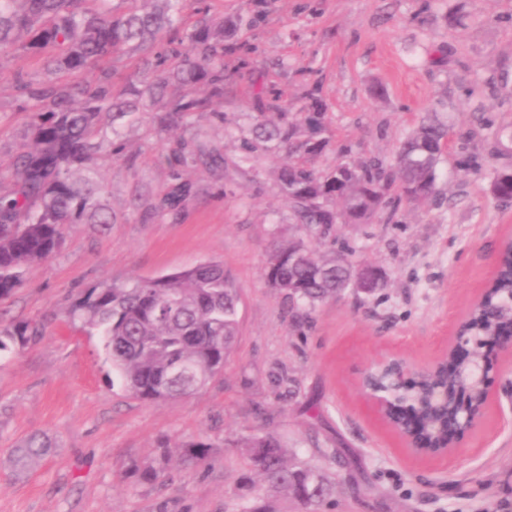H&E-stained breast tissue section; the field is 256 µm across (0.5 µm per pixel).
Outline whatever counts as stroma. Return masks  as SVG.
Segmentation results:
<instances>
[{"instance_id": "obj_1", "label": "stroma", "mask_w": 512, "mask_h": 512, "mask_svg": "<svg viewBox=\"0 0 512 512\" xmlns=\"http://www.w3.org/2000/svg\"><path fill=\"white\" fill-rule=\"evenodd\" d=\"M241 17L247 64L228 89L223 118L203 122V140L224 154L222 176L189 165L197 194L180 214L157 218L133 199L171 182L167 147L149 112L125 127L127 164L98 162L104 202L116 223L72 224L62 249L30 267L0 301V324H40L45 334L0 356V512H238L248 474L243 438L274 433L290 456L339 483L321 512H512V372L492 353L490 393L479 430L445 457L415 455L369 408L360 378L397 354L424 363L446 349L456 323L489 283L512 205L491 193L512 168V0H213ZM41 72L24 53L0 66V159L25 141L14 73ZM318 87L328 107L327 169L344 158L392 160L428 112L453 124L438 166L436 200L401 205L396 221L336 224L313 246L348 247L380 269L381 288L354 290L293 318L267 281L271 251L301 235L278 193L276 155L246 156L237 125L258 89L305 105ZM478 153L479 169L467 155ZM219 260L239 293V335L223 370L190 397L146 403L114 382L98 336L70 325L90 289ZM33 433L55 454L24 476L8 463ZM202 441L195 464L170 461L151 485L129 475L160 448ZM348 465L336 466L334 454Z\"/></svg>"}]
</instances>
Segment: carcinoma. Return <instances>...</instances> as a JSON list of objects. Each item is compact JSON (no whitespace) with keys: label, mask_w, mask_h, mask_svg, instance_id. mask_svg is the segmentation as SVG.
Returning a JSON list of instances; mask_svg holds the SVG:
<instances>
[{"label":"carcinoma","mask_w":512,"mask_h":512,"mask_svg":"<svg viewBox=\"0 0 512 512\" xmlns=\"http://www.w3.org/2000/svg\"><path fill=\"white\" fill-rule=\"evenodd\" d=\"M0 0V62L22 51L42 66L43 78L16 77L18 111L28 113L27 139L11 157L10 188L0 190V297L24 282V271L52 258L69 224H110L116 216L103 204L105 186L94 177L98 160L126 161L114 138L117 126L142 111L154 112L160 129L183 125L200 130L224 101L233 76L225 58L242 44L234 42L237 22L197 0L199 18L182 22L183 0ZM134 54L135 68L120 91L114 90L108 64L120 54ZM69 81H62L63 77ZM313 113L295 110L278 94L256 95L245 113L253 123L242 132V148L251 155H281L276 182L288 202L289 221L305 239L327 233L334 224H366L394 201L421 204L436 196L437 167L448 143V125L423 121L397 148L394 162L369 156L317 170L308 157L324 142L305 135L326 112L315 90L307 93ZM271 114L273 121L260 120ZM108 125L112 136L102 135ZM167 162L174 183L145 200L158 218L179 214L196 194L178 169L200 163L224 169V155L197 136L172 142ZM491 192L512 204V171L496 173ZM353 254L319 255L304 239L280 247L269 257L267 278L287 293L297 318L336 297L351 282ZM238 290L220 261L208 260L168 274L114 282L90 290L68 313L96 331L107 351L112 373L125 390L144 402L176 401L206 385L224 368L238 329ZM505 329L512 330V254L501 260L484 304L463 325L476 344L469 360L404 385L395 404L419 425V437L436 447L448 429L460 428L466 414L483 406L487 390L476 391L481 346ZM38 326L0 327V353L37 342ZM242 447L260 487L268 496L299 501L318 512L336 486L319 467L293 461L271 434L245 438ZM210 445L189 443L162 448L158 458L137 465L139 483L152 484L173 456L187 464L203 460ZM45 434H30L15 444V471L26 473L53 455Z\"/></svg>","instance_id":"cac0c4a2"}]
</instances>
